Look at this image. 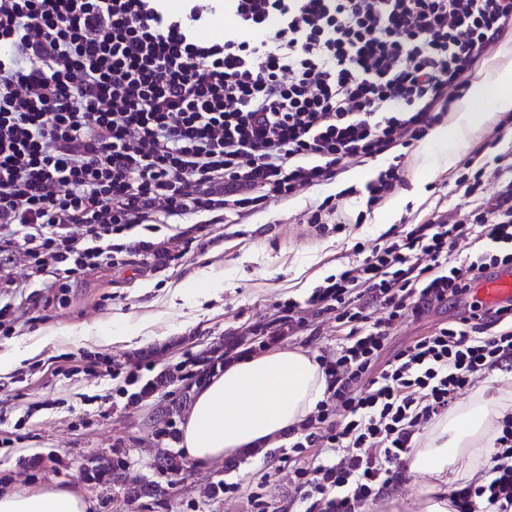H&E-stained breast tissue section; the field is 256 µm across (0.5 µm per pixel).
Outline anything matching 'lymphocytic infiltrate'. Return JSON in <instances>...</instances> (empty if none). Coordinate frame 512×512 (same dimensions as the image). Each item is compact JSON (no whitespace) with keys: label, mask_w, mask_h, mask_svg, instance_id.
<instances>
[{"label":"lymphocytic infiltrate","mask_w":512,"mask_h":512,"mask_svg":"<svg viewBox=\"0 0 512 512\" xmlns=\"http://www.w3.org/2000/svg\"><path fill=\"white\" fill-rule=\"evenodd\" d=\"M233 23L211 43L216 10ZM512 38V0H0V257L54 287L152 255L128 239L200 215L247 214L381 155L365 187L391 194L402 150L470 84L486 48ZM463 176L468 221L394 231L307 300L349 343L322 360L328 398L293 433L317 460L295 472L303 512H361L414 451V434L486 373H512V306L436 328L381 361L405 314L469 293L512 263V154ZM473 250L459 255V240ZM492 467L454 487L455 512H512V412Z\"/></svg>","instance_id":"f902f5d3"}]
</instances>
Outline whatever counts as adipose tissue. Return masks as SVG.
Segmentation results:
<instances>
[{"instance_id": "adipose-tissue-1", "label": "adipose tissue", "mask_w": 512, "mask_h": 512, "mask_svg": "<svg viewBox=\"0 0 512 512\" xmlns=\"http://www.w3.org/2000/svg\"><path fill=\"white\" fill-rule=\"evenodd\" d=\"M491 100L501 112L512 110V76L500 74L474 83L450 126L437 127L432 145L444 150L449 134H463L475 121L471 103ZM328 387L315 355L302 348L276 347L259 356L231 361L220 375L197 387L181 426L179 448L197 464L267 448L311 415ZM512 405L502 397H479L438 419L417 442L408 462L424 477L418 500L389 496L368 512H451L449 480L467 477L475 464H490L493 431ZM80 494L49 487L34 492L0 493V512H88Z\"/></svg>"}]
</instances>
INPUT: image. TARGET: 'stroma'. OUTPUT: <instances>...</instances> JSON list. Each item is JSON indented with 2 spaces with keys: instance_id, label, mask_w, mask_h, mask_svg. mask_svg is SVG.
<instances>
[{
  "instance_id": "stroma-1",
  "label": "stroma",
  "mask_w": 512,
  "mask_h": 512,
  "mask_svg": "<svg viewBox=\"0 0 512 512\" xmlns=\"http://www.w3.org/2000/svg\"><path fill=\"white\" fill-rule=\"evenodd\" d=\"M472 110L476 120L464 145L448 143L452 162L415 143L403 160L401 184L374 207L366 205L364 186L386 170L382 158L248 215L228 213L214 224L159 225L154 239L180 237L177 260L164 267L129 256L66 289L35 283L13 299L17 327L0 334V353L37 339L44 346L0 375V493L66 487L89 499L91 512H299L296 464L288 458L291 435L240 457L187 463L172 485L150 466L158 450L178 449L177 440L160 435L158 411L190 391L178 383L143 399L137 393L169 367L192 366L225 341L252 335L257 326L277 324L290 313L305 325L282 337V344L335 356L345 340L335 313L308 305L313 289L358 262L355 244H384L385 233L403 224L466 220L469 199L456 185L465 165L483 166L512 147V139L497 136L499 113L483 101ZM331 195L338 208L321 230L309 224L307 211ZM202 270L209 285L200 289L196 275ZM179 285L200 294L174 295ZM468 309L461 302L404 318L387 337L383 359ZM131 372L137 380L129 384ZM104 458L125 462L128 480L165 484L166 495L128 499L120 486L96 475ZM220 483L231 485V492L211 494Z\"/></svg>"
}]
</instances>
